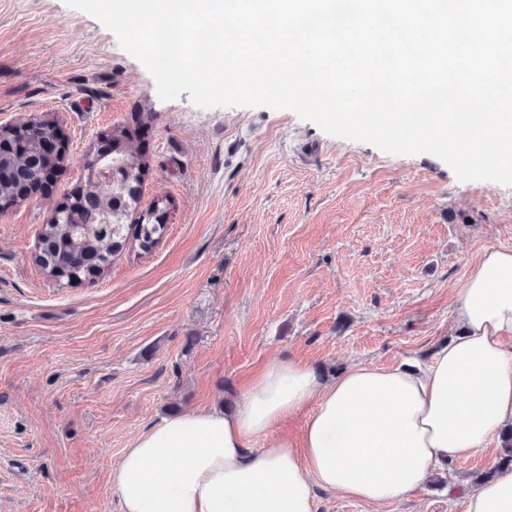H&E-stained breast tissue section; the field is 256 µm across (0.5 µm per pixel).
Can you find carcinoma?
<instances>
[{"instance_id":"cac0c4a2","label":"carcinoma","mask_w":512,"mask_h":512,"mask_svg":"<svg viewBox=\"0 0 512 512\" xmlns=\"http://www.w3.org/2000/svg\"><path fill=\"white\" fill-rule=\"evenodd\" d=\"M14 135L28 140L31 152L27 156H19L11 150L0 154V197L15 196L20 182L36 179L43 169L58 162L56 156L40 148L53 137L51 124L31 120ZM112 141L123 146L121 153L110 158L102 156L89 162L88 167L100 169L110 164L122 171V180L107 185L97 178L89 179L87 186L71 196L67 212L59 221L43 225L40 243L52 267L49 276L57 281L96 277L128 246L129 241L137 242L146 250L164 231V225L159 223L134 226L127 223L139 203L138 190L145 175V162L137 155L125 130L113 132ZM103 211L112 213V232L99 233L86 228ZM503 467L512 469V424L500 434V450L494 465L472 473L471 484H481Z\"/></svg>"}]
</instances>
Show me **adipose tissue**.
<instances>
[{"mask_svg":"<svg viewBox=\"0 0 512 512\" xmlns=\"http://www.w3.org/2000/svg\"><path fill=\"white\" fill-rule=\"evenodd\" d=\"M457 316L460 333L427 362L357 364L319 385L308 364L278 359L234 408L163 418L114 472L123 512H316L318 487L371 505L405 498L512 424V251L483 253ZM302 412L300 440L273 436ZM463 498L464 512H512V469Z\"/></svg>","mask_w":512,"mask_h":512,"instance_id":"obj_1","label":"adipose tissue"}]
</instances>
